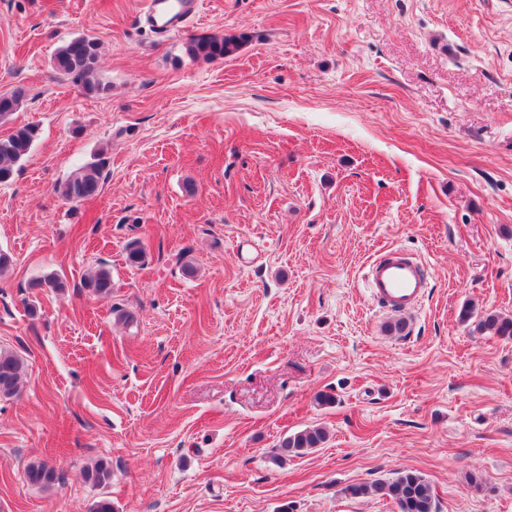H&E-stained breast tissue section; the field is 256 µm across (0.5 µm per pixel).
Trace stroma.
I'll return each mask as SVG.
<instances>
[{
	"instance_id": "1",
	"label": "stroma",
	"mask_w": 512,
	"mask_h": 512,
	"mask_svg": "<svg viewBox=\"0 0 512 512\" xmlns=\"http://www.w3.org/2000/svg\"><path fill=\"white\" fill-rule=\"evenodd\" d=\"M142 2L0 0V138L38 127L0 184V349L26 365L0 512H399L345 489L404 470L438 512H512V339L476 328L512 315V0H202L164 39ZM79 35L103 93L53 68ZM101 152V193L64 200ZM394 247L432 275L401 318L363 282ZM38 459L63 481L31 485ZM244 44V36H199L187 42L186 52L191 59L211 60L234 55ZM326 437L327 432L324 428L308 427L283 438L279 448L284 456L301 455L307 450L320 447L325 443Z\"/></svg>"
}]
</instances>
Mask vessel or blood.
<instances>
[{"label": "vessel or blood", "instance_id": "obj_1", "mask_svg": "<svg viewBox=\"0 0 512 512\" xmlns=\"http://www.w3.org/2000/svg\"><path fill=\"white\" fill-rule=\"evenodd\" d=\"M199 9V0H144L140 20L151 33L165 37L182 31ZM364 282L370 297L393 312L419 306L430 286L424 265L400 248L376 257L366 268Z\"/></svg>", "mask_w": 512, "mask_h": 512}]
</instances>
